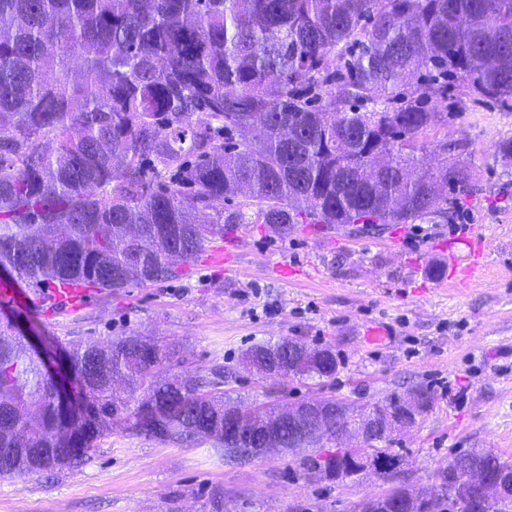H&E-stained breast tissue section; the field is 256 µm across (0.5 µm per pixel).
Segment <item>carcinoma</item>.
Returning <instances> with one entry per match:
<instances>
[{
    "instance_id": "obj_1",
    "label": "carcinoma",
    "mask_w": 512,
    "mask_h": 512,
    "mask_svg": "<svg viewBox=\"0 0 512 512\" xmlns=\"http://www.w3.org/2000/svg\"><path fill=\"white\" fill-rule=\"evenodd\" d=\"M450 82L512 98V0H0V264L103 294L177 280L226 226L251 223L241 207L198 219L238 195L283 236L305 219H446L448 194L470 192L460 160L440 142L422 171L418 153ZM270 351L291 379L338 370L332 349L296 355L286 339L242 362ZM174 357L141 336L91 340L69 351L65 403L1 323L0 479L85 463L111 418L249 461L265 424L224 428L229 372L159 378ZM402 400L371 410L386 419ZM467 455L491 476L512 469L488 448ZM304 465L359 463L314 446Z\"/></svg>"
}]
</instances>
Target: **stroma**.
Segmentation results:
<instances>
[{
	"label": "stroma",
	"instance_id": "stroma-1",
	"mask_svg": "<svg viewBox=\"0 0 512 512\" xmlns=\"http://www.w3.org/2000/svg\"><path fill=\"white\" fill-rule=\"evenodd\" d=\"M465 163L470 186L452 220L435 224H297L285 236L241 224L225 243L230 262L198 257L171 283L94 295L80 309L49 314L0 299V321L16 322L36 345L69 349L135 334L175 345L173 374L233 367L230 394L244 404L332 396L363 410L414 387L433 403L412 429L393 434L403 477L430 483L454 454L490 448L512 458V164L494 153L512 138V106L448 88V122L436 126ZM486 236V274L449 282L448 260L465 262L473 226ZM296 267L281 278L279 264ZM331 347L335 378L270 384L239 366L253 345L283 337ZM305 450L247 463L207 445L132 435L120 421L75 469L0 480V512H356L385 490L369 474L337 485L305 480Z\"/></svg>",
	"mask_w": 512,
	"mask_h": 512
}]
</instances>
